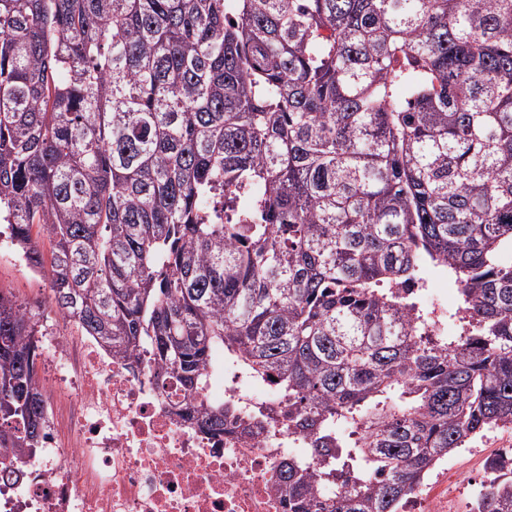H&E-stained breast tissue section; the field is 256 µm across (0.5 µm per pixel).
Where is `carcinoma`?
<instances>
[{
    "label": "carcinoma",
    "instance_id": "obj_1",
    "mask_svg": "<svg viewBox=\"0 0 512 512\" xmlns=\"http://www.w3.org/2000/svg\"><path fill=\"white\" fill-rule=\"evenodd\" d=\"M0 221L206 431L235 428L210 374L276 379L288 512H399L512 424V0H0ZM431 264L459 335L422 334ZM39 335L1 288L5 458L44 435Z\"/></svg>",
    "mask_w": 512,
    "mask_h": 512
}]
</instances>
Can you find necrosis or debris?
Listing matches in <instances>:
<instances>
[{
    "label": "necrosis or debris",
    "instance_id": "necrosis-or-debris-1",
    "mask_svg": "<svg viewBox=\"0 0 512 512\" xmlns=\"http://www.w3.org/2000/svg\"><path fill=\"white\" fill-rule=\"evenodd\" d=\"M42 335L53 392L46 432L38 456L19 459L23 477L0 467V512H288L279 463L299 441L287 422L269 421L251 439L208 433L174 413L148 350L131 365L93 337L53 324ZM230 390L245 422L278 404L273 383L254 386L228 365L206 394L218 403ZM489 466L443 463L400 512H456L463 490L477 504Z\"/></svg>",
    "mask_w": 512,
    "mask_h": 512
}]
</instances>
